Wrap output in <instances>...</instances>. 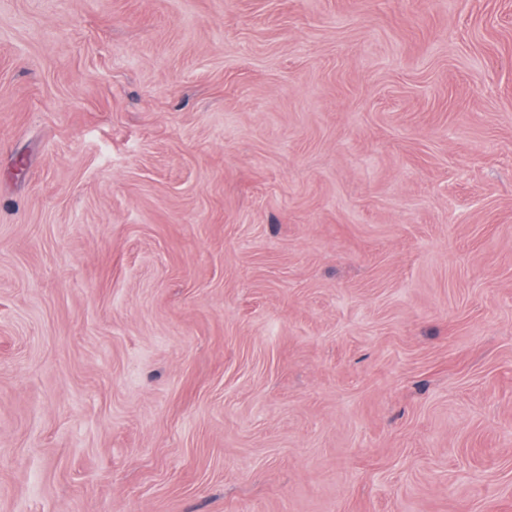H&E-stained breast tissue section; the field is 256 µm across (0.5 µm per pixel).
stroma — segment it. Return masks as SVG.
<instances>
[{
  "mask_svg": "<svg viewBox=\"0 0 512 512\" xmlns=\"http://www.w3.org/2000/svg\"><path fill=\"white\" fill-rule=\"evenodd\" d=\"M0 512H512V0H0Z\"/></svg>",
  "mask_w": 512,
  "mask_h": 512,
  "instance_id": "35a3bbf8",
  "label": "stroma"
}]
</instances>
